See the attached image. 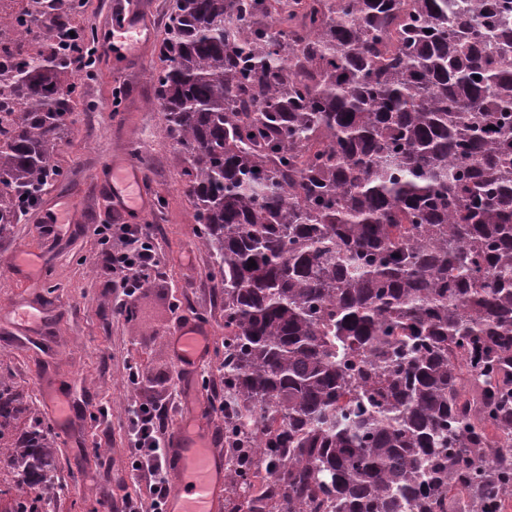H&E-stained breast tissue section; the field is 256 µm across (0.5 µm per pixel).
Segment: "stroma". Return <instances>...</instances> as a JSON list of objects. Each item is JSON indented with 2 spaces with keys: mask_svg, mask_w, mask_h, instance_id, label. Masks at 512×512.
Returning <instances> with one entry per match:
<instances>
[{
  "mask_svg": "<svg viewBox=\"0 0 512 512\" xmlns=\"http://www.w3.org/2000/svg\"><path fill=\"white\" fill-rule=\"evenodd\" d=\"M172 4L151 0L142 10L154 41L126 56L110 50L106 0H83L75 20L94 31L98 51L94 75L82 79L84 101L57 140L55 162L63 175L0 238V375L23 393L53 437L59 482L53 512H96L100 503H120L115 479L127 475L130 463L124 413L139 395L162 398L171 387H182L171 346L180 317L203 320L209 330L207 354L195 371L196 394L208 423L224 429L223 285L200 244L173 142L152 106L150 73L159 64L156 43ZM116 158L133 161L140 171L150 209L137 221L149 225L163 257L160 275L131 300V321L115 309L117 292L99 264L94 233L96 225L112 221L99 174ZM55 211L64 222L50 233L45 219ZM27 247L41 260L39 277L30 283L11 271L14 254ZM24 298L43 302L46 321L20 332L10 314ZM131 361L141 365L135 385L127 377ZM164 374L170 383L161 382ZM48 382L68 398L72 428L47 408Z\"/></svg>",
  "mask_w": 512,
  "mask_h": 512,
  "instance_id": "stroma-1",
  "label": "stroma"
}]
</instances>
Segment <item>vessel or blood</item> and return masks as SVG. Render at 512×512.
<instances>
[{
  "label": "vessel or blood",
  "mask_w": 512,
  "mask_h": 512,
  "mask_svg": "<svg viewBox=\"0 0 512 512\" xmlns=\"http://www.w3.org/2000/svg\"><path fill=\"white\" fill-rule=\"evenodd\" d=\"M151 37V31L143 26L134 10L115 26L112 40L121 51L132 53ZM104 184L109 191L108 202L116 212L148 208L140 173L129 161H113ZM208 344V331L192 324L181 328L172 338L173 354L187 387L195 385L193 372L205 356ZM166 461L171 492L164 512H223L224 456L214 446V432L204 419L201 404L187 406L166 450Z\"/></svg>",
  "instance_id": "b4317fda"
}]
</instances>
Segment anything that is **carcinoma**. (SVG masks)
<instances>
[{"mask_svg":"<svg viewBox=\"0 0 512 512\" xmlns=\"http://www.w3.org/2000/svg\"><path fill=\"white\" fill-rule=\"evenodd\" d=\"M159 60L224 283L234 512H506L512 0H174ZM78 80L55 41L0 62V113L28 102L0 130V235L62 176ZM48 441L0 379V480L51 481ZM0 512L42 498L0 489Z\"/></svg>","mask_w":512,"mask_h":512,"instance_id":"cac0c4a2","label":"carcinoma"}]
</instances>
